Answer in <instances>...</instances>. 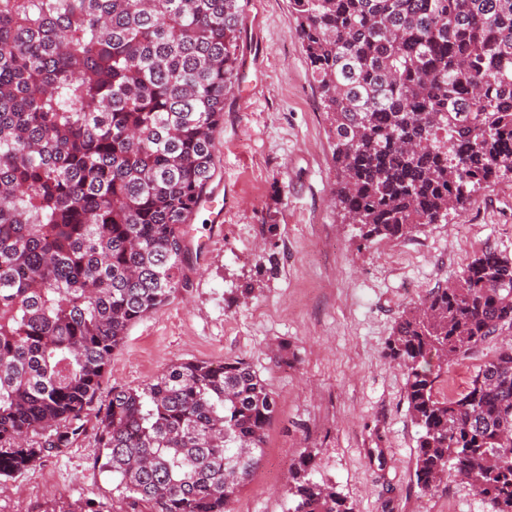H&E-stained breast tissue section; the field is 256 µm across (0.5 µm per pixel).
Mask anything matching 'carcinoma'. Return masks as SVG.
Instances as JSON below:
<instances>
[{
    "mask_svg": "<svg viewBox=\"0 0 512 512\" xmlns=\"http://www.w3.org/2000/svg\"><path fill=\"white\" fill-rule=\"evenodd\" d=\"M329 122L334 200L359 238L406 240L512 174V0H292ZM240 0H0V477L87 432L121 506L230 512L278 399L241 359L182 361L93 409L128 328L185 286L184 226L207 191ZM512 327L491 245L406 307L385 356L420 428L413 481L460 478L512 512V344L444 395L448 364ZM290 468L288 512H353Z\"/></svg>",
    "mask_w": 512,
    "mask_h": 512,
    "instance_id": "cac0c4a2",
    "label": "carcinoma"
}]
</instances>
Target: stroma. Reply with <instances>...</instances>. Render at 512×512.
<instances>
[{
  "label": "stroma",
  "instance_id": "obj_1",
  "mask_svg": "<svg viewBox=\"0 0 512 512\" xmlns=\"http://www.w3.org/2000/svg\"><path fill=\"white\" fill-rule=\"evenodd\" d=\"M243 25L234 87L214 132L211 191L222 227L206 211L187 227L186 285L169 304L133 324L106 368L98 403L113 388H138L186 360L249 362L277 394L260 464L232 512H284L291 463L315 456L313 478L335 484L354 512H489L456 479L420 490L413 483L417 429L405 398V371L384 347L405 306L455 279L475 252L493 246L512 258V175L483 185L447 223L411 239L361 245L333 204L335 172L327 121L294 35L290 0H240ZM278 225L275 238L263 225ZM277 266L257 276L258 264ZM255 292L227 307L232 288ZM288 342V367L271 352ZM512 328L449 366L445 391L462 388ZM86 433L61 455L0 479V512H51L76 499L116 494Z\"/></svg>",
  "mask_w": 512,
  "mask_h": 512
}]
</instances>
